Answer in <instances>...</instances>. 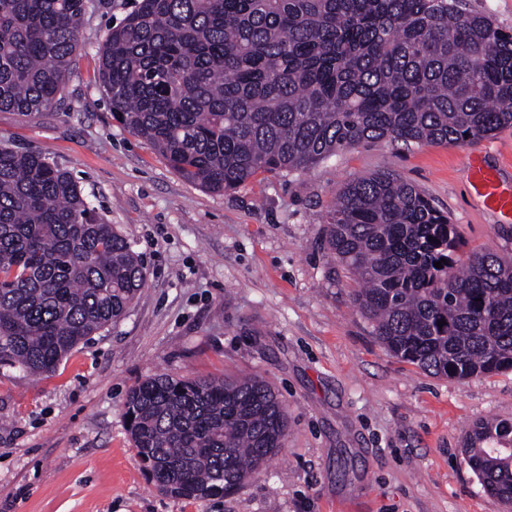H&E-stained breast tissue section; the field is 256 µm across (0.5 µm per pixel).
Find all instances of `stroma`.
<instances>
[{"mask_svg":"<svg viewBox=\"0 0 512 512\" xmlns=\"http://www.w3.org/2000/svg\"><path fill=\"white\" fill-rule=\"evenodd\" d=\"M132 7L87 0L62 103L0 112V140L69 171L147 271L127 314L55 372L0 366V512H512L463 452L474 423L512 420V370L457 380L391 356L325 248L342 187L390 170L448 213L467 250L511 258L512 221L474 197L467 161L512 182V127L467 144L367 143L210 192L112 118L100 48ZM162 373L263 380L288 413L284 448L224 496L166 494L125 419L129 390Z\"/></svg>","mask_w":512,"mask_h":512,"instance_id":"obj_1","label":"stroma"}]
</instances>
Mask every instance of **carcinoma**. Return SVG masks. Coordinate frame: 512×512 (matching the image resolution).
<instances>
[{
  "mask_svg": "<svg viewBox=\"0 0 512 512\" xmlns=\"http://www.w3.org/2000/svg\"><path fill=\"white\" fill-rule=\"evenodd\" d=\"M84 11L85 0H0V111L61 100ZM101 75L113 118L212 192L369 142L464 144L512 125V32L463 0H134L108 30ZM325 236L390 354L458 379L512 369V259L463 255L456 225L419 189L389 171L355 179ZM145 283L131 242L67 171L0 143V365L53 372ZM125 415L153 481L192 499L248 482L288 427L257 379L150 377ZM508 428L475 423L464 452L511 503Z\"/></svg>",
  "mask_w": 512,
  "mask_h": 512,
  "instance_id": "cac0c4a2",
  "label": "carcinoma"
}]
</instances>
